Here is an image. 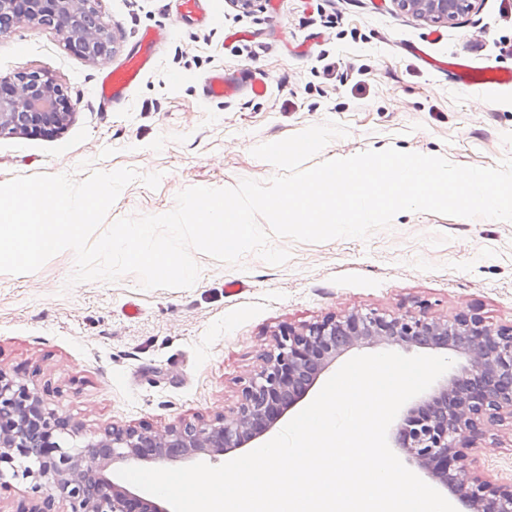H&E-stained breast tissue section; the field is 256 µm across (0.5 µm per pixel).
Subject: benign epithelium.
<instances>
[{"label": "benign epithelium", "mask_w": 512, "mask_h": 512, "mask_svg": "<svg viewBox=\"0 0 512 512\" xmlns=\"http://www.w3.org/2000/svg\"><path fill=\"white\" fill-rule=\"evenodd\" d=\"M434 20L468 13L473 0H395ZM96 0H0V36L22 23L67 33L73 51L103 61L112 36ZM71 107L61 86L33 71L0 75V135L52 137ZM452 351L464 363L407 407L390 438L406 462L436 481L466 512H512V483L472 472L466 451L486 425L512 420V324H488L477 313L439 321L425 312L370 311L328 316L275 334V349L250 378L231 417L183 420L163 430L111 425L88 433L48 408L23 381L0 369V477L10 470L32 482L36 498L22 512H169L114 479V465L155 468L214 459L248 446L302 402L337 357L364 345Z\"/></svg>", "instance_id": "7a95c632"}]
</instances>
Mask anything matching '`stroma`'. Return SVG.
<instances>
[{
    "label": "stroma",
    "instance_id": "1",
    "mask_svg": "<svg viewBox=\"0 0 512 512\" xmlns=\"http://www.w3.org/2000/svg\"><path fill=\"white\" fill-rule=\"evenodd\" d=\"M202 6L200 18L178 23V0H98L114 37L105 62L74 54L64 34L32 23L0 36V73L48 74L71 104L57 136H0V183L133 168L160 174V184L128 185L107 222L159 215L189 187L269 181L276 167L252 148L328 120L349 134L332 139L322 161L391 146L461 166L512 157V86L455 83L414 53L421 46L439 60L512 70V0H474L468 14L439 22L396 0ZM160 27L169 33L150 50L148 71L124 100L103 104L102 70L143 51L142 33ZM219 70L239 93L204 94ZM255 79L265 94L251 93ZM271 243L289 251L286 263L249 253L235 267L195 253L201 272L188 289L146 290L133 274L71 286L68 250L36 272L0 274V369L86 431L113 423L160 430L230 414L284 325L356 310H421L441 321L476 311L490 324L512 323V222L402 212L366 240ZM231 281L243 291L227 293ZM478 465L495 482H512V423L491 427Z\"/></svg>",
    "mask_w": 512,
    "mask_h": 512
}]
</instances>
